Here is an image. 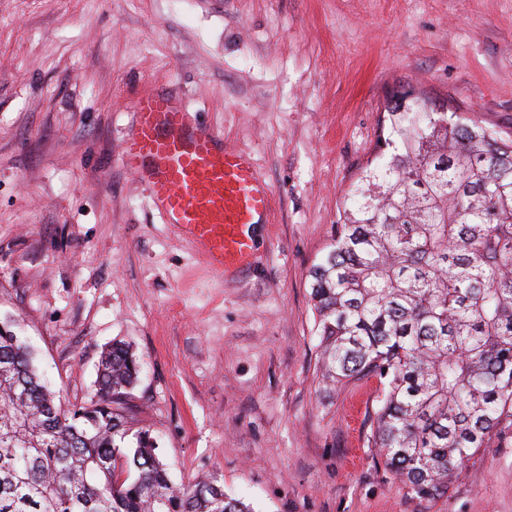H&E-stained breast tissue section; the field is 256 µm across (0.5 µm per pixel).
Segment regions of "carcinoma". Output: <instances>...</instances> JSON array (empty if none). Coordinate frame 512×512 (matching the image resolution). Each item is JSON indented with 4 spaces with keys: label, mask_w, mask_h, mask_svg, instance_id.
Listing matches in <instances>:
<instances>
[{
    "label": "carcinoma",
    "mask_w": 512,
    "mask_h": 512,
    "mask_svg": "<svg viewBox=\"0 0 512 512\" xmlns=\"http://www.w3.org/2000/svg\"><path fill=\"white\" fill-rule=\"evenodd\" d=\"M310 277L322 381L379 379L372 447L412 497L447 493L512 421V139L446 99L394 92ZM140 369L112 343L96 399L66 409L0 323V512H254L215 474L173 481L123 407Z\"/></svg>",
    "instance_id": "1"
}]
</instances>
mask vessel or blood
I'll use <instances>...</instances> for the list:
<instances>
[{"mask_svg": "<svg viewBox=\"0 0 512 512\" xmlns=\"http://www.w3.org/2000/svg\"><path fill=\"white\" fill-rule=\"evenodd\" d=\"M119 156L164 222L180 228L217 274L235 272L253 256L245 229L269 213L272 190L250 155L225 145L223 133L174 94L136 96Z\"/></svg>", "mask_w": 512, "mask_h": 512, "instance_id": "vessel-or-blood-1", "label": "vessel or blood"}]
</instances>
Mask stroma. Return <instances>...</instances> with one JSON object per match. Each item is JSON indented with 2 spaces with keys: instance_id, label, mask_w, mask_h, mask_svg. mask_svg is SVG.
<instances>
[{
  "instance_id": "1",
  "label": "stroma",
  "mask_w": 512,
  "mask_h": 512,
  "mask_svg": "<svg viewBox=\"0 0 512 512\" xmlns=\"http://www.w3.org/2000/svg\"><path fill=\"white\" fill-rule=\"evenodd\" d=\"M402 85L512 138V0H0V321L62 404L123 340L144 362L126 406L178 482L219 474L255 512H512V428L419 501L368 441L377 379L321 382L310 272ZM154 86L273 190L240 276L121 167Z\"/></svg>"
}]
</instances>
